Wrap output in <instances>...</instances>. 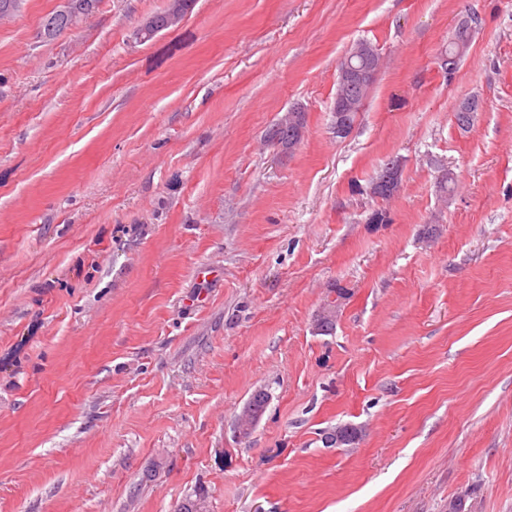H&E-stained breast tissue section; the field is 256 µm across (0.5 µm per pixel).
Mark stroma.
I'll use <instances>...</instances> for the list:
<instances>
[{"instance_id":"stroma-1","label":"stroma","mask_w":512,"mask_h":512,"mask_svg":"<svg viewBox=\"0 0 512 512\" xmlns=\"http://www.w3.org/2000/svg\"><path fill=\"white\" fill-rule=\"evenodd\" d=\"M62 4L0 22V512H512V0H196L145 42L167 0H99L43 41ZM80 23L81 19L78 15H61L56 11L44 20L42 36L45 38V41L54 40L62 34L64 29H70L71 25L77 27ZM357 52L364 55H369L371 58V63L368 65V68H354L349 66H344L346 63L350 61V63L356 65L357 67H364L368 63L364 59H357L354 61L349 60L348 52L345 59L342 61L339 70V91L336 95V107L334 109L335 112V122H334V130L336 135H345L347 134L352 125L354 123L358 112H350L351 110L357 109L361 111L362 104L364 102L363 98H351L350 91L352 89H363L367 86L370 79L373 76H377L379 71V58L375 55H372L371 51L366 46L359 47ZM346 112H348V119L346 117ZM350 121V122H349Z\"/></svg>"}]
</instances>
